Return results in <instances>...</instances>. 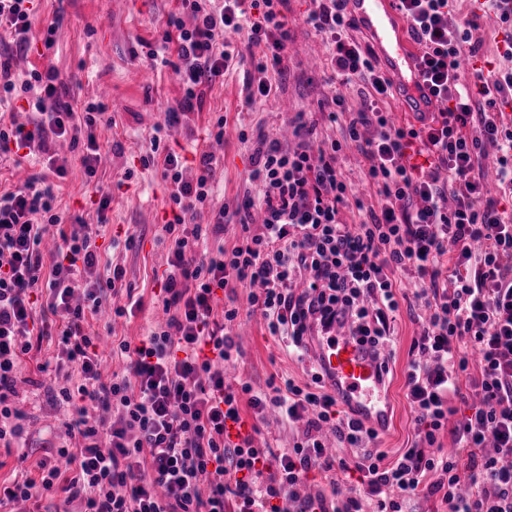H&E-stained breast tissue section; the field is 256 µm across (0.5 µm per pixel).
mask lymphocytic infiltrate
Masks as SVG:
<instances>
[{
  "label": "lymphocytic infiltrate",
  "instance_id": "f902f5d3",
  "mask_svg": "<svg viewBox=\"0 0 512 512\" xmlns=\"http://www.w3.org/2000/svg\"><path fill=\"white\" fill-rule=\"evenodd\" d=\"M182 0L190 20L170 15L162 43H175L183 87V111L201 106V87L249 62L248 101L268 97L272 81L286 70L291 34L285 0ZM344 0H317L307 17L325 35L337 111L346 120L340 139L313 143L306 121L294 127V146L265 134L252 140L249 180L259 197H245L235 210L220 209L211 230L184 232L183 216L211 197L215 157L200 152L197 172L187 176L179 156L143 158L160 164L176 207L165 226L171 237L169 272L162 287L165 325L139 341H120L114 357L122 376L103 382L90 316L116 295L123 272L98 274L99 254L90 225L66 220L51 188L28 180L0 193V443L18 445L11 398L16 375L57 337L61 358L79 369L78 381L59 394L74 404L76 450L59 448L64 466L43 467L39 477L21 473L0 485V507L61 488L80 512H361L362 498L376 499L379 512H404L421 490L440 495L448 512H512V125L503 109L512 102V14L501 0H481L462 24L449 26L454 0H399L407 30L421 47L425 76L441 108L431 116L394 124L385 108L391 84L372 49L350 35L353 21ZM26 0H0V31L19 50H28L31 31ZM491 14L505 31L503 65L475 70L462 81L463 57L479 54L472 32ZM245 32L242 45L217 49L225 30ZM54 71L31 70L15 83L11 60L0 59V105L23 96L37 112L34 128L0 127V158L14 149L45 154L57 175L66 168L49 155L48 138L82 139V164L95 176L101 153L95 130L101 105L76 114L63 101ZM355 88L360 106L346 111L344 88ZM379 134L364 137L368 127ZM354 143L366 176L380 198L378 207L351 198L339 165L344 143ZM421 144L425 165L408 153ZM493 165L497 192L484 182ZM354 205L358 219L343 210ZM263 218L251 224L253 210ZM69 223L51 267L38 247L56 224ZM241 226L232 246L220 237L230 223ZM413 273V299L426 315L411 344L415 359L405 374V397L415 413L419 446L394 462L371 449L373 430L338 409L336 400L310 384L254 391L249 383L226 384L216 365L230 361L239 309L219 293L248 289L250 314L260 316L270 335L280 337L298 358L310 355L313 337L345 326L367 339L373 355L391 342L399 309L398 273ZM44 285L45 307L29 291ZM478 355L479 374L469 370ZM272 410L288 424H303L299 441L275 455L254 445L243 410ZM95 422H88L89 411ZM331 426L339 442L360 449L354 463L334 460L321 439ZM453 426L458 446L447 453L437 435ZM110 448H99L100 434ZM359 472V496L299 497L310 472Z\"/></svg>",
  "mask_w": 512,
  "mask_h": 512
}]
</instances>
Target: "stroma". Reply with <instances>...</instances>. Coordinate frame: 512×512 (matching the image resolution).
I'll return each instance as SVG.
<instances>
[{
    "mask_svg": "<svg viewBox=\"0 0 512 512\" xmlns=\"http://www.w3.org/2000/svg\"><path fill=\"white\" fill-rule=\"evenodd\" d=\"M314 0H288L291 42L288 47V75L277 83L270 97L247 104L245 70L215 78L204 88L200 110L181 116L169 128L166 145L186 160L188 174L196 172L198 151L213 152L218 160L214 176V194L210 203L188 217L186 229L209 224L220 208L235 209L252 186L248 181L250 148L240 132L281 135L296 118L313 123L315 144L339 138L340 122L330 121L325 104L332 88L327 66L328 45L323 35L306 22L314 10ZM30 49L17 54L9 36H0V55L16 58V81H23L31 69H54L58 74L64 100L75 108L90 102H102L114 126L99 125L96 134L102 161L94 181H86L82 165V146L70 140H54L50 150L65 159V177L43 167L28 149H20L0 163V192L15 189L23 179L44 178L56 195L59 211L82 217L96 225V243L100 262L124 271L116 300L126 303L128 296L140 297L143 307L130 315L118 317L103 310L91 318V330L103 345L126 338L143 336L162 319V280L168 268L170 239L164 230L172 218L167 185L159 167L143 166L142 159L151 151V138L168 112L177 110L182 100L175 49L159 51L148 57L149 47L160 44L161 33L170 14L180 12V0H35ZM62 22L53 47H45L41 31L53 18ZM225 118L223 141H215L217 118ZM132 179H125L126 171ZM111 197L104 214H97L96 199ZM235 304L241 314L235 326L238 351L223 365L226 380L249 382L254 390H266L269 381L283 383L290 379L302 385L310 380L308 361L290 355L284 343L269 336L258 316L248 314L247 291H236ZM419 309L400 306L393 323L395 342L390 366V396L393 417L389 428L379 433L376 448L395 460L402 449L415 441L414 417L404 390V373L411 359L413 338L419 333ZM55 346H43L28 361L16 386L14 407L27 435L26 460H19L18 449L0 446V481L7 482L20 471L37 474L47 453V442L62 445L70 440L68 426L74 413L65 403L52 399L51 393L76 376L72 366H57ZM47 363L46 372L37 364ZM246 424L257 426L255 444L281 452L297 439L295 427L267 413L254 416L243 411Z\"/></svg>",
    "mask_w": 512,
    "mask_h": 512,
    "instance_id": "obj_1",
    "label": "stroma"
}]
</instances>
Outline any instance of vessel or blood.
<instances>
[{
    "label": "vessel or blood",
    "mask_w": 512,
    "mask_h": 512,
    "mask_svg": "<svg viewBox=\"0 0 512 512\" xmlns=\"http://www.w3.org/2000/svg\"><path fill=\"white\" fill-rule=\"evenodd\" d=\"M344 8L367 37L402 111L413 116L435 112L437 102L424 80L420 55L406 35L398 0H345ZM310 355L330 394L348 403L367 426L381 430L388 425L391 407L379 360L339 329L314 337Z\"/></svg>",
    "instance_id": "obj_1"
}]
</instances>
